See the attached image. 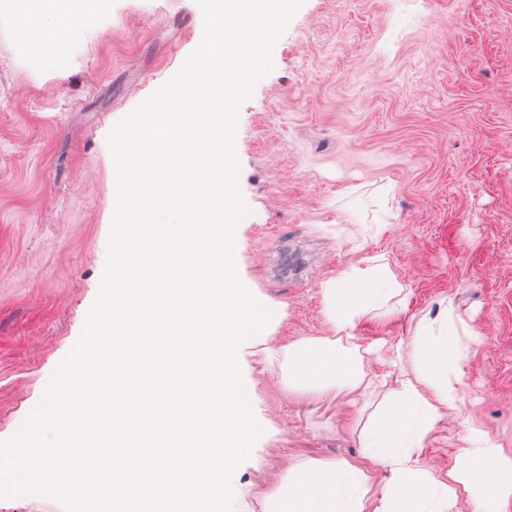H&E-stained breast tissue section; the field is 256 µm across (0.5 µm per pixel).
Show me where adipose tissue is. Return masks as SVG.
Here are the masks:
<instances>
[{"instance_id":"1","label":"adipose tissue","mask_w":512,"mask_h":512,"mask_svg":"<svg viewBox=\"0 0 512 512\" xmlns=\"http://www.w3.org/2000/svg\"><path fill=\"white\" fill-rule=\"evenodd\" d=\"M102 2L62 0L53 25L39 41L40 54L63 64L70 28ZM401 291L388 264L364 259L323 288L336 340L311 337L284 347L291 388L318 393L338 388L357 395L363 461L323 464L309 459L295 464L270 512H453L463 498L474 512H507L512 504V457L480 430H469L453 471L438 472L423 460L440 422L459 409L467 352L452 306L418 324L413 377L382 391L364 371L356 325L372 311H395ZM378 467L389 470L392 481L376 495L372 473Z\"/></svg>"}]
</instances>
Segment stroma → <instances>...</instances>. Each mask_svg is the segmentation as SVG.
I'll return each instance as SVG.
<instances>
[{"mask_svg":"<svg viewBox=\"0 0 512 512\" xmlns=\"http://www.w3.org/2000/svg\"><path fill=\"white\" fill-rule=\"evenodd\" d=\"M54 8L0 13V441L40 403L78 341L106 266L112 128L203 38L196 0H105L65 66L28 38ZM238 276L272 317L238 361L262 429L235 470L233 512H266L308 459L360 461L348 394L299 392L261 343L334 339L325 283L382 257L396 312L356 328L412 371L423 315L452 300L468 359L461 404L424 450L448 470L469 429L512 455V0H305L238 112Z\"/></svg>","mask_w":512,"mask_h":512,"instance_id":"stroma-1","label":"stroma"}]
</instances>
